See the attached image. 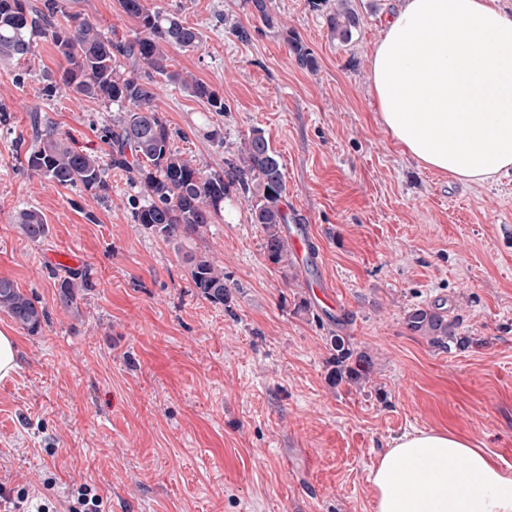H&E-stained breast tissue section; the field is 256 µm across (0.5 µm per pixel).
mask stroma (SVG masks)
Masks as SVG:
<instances>
[{
  "label": "stroma",
  "instance_id": "stroma-1",
  "mask_svg": "<svg viewBox=\"0 0 512 512\" xmlns=\"http://www.w3.org/2000/svg\"><path fill=\"white\" fill-rule=\"evenodd\" d=\"M60 3L108 37L135 28L118 0ZM148 3L201 32L197 49H170L172 68L224 100L219 113L161 83L155 104L173 148L217 171L262 130L288 207L318 245L310 269L338 306L318 304L297 268L268 260L242 196L225 200L223 221L167 242L132 222L137 189L122 171L107 169L104 198L26 173L33 112L103 158V130L119 116L63 88L45 98L44 75L65 62L39 41L0 65V277L50 316L32 334L0 312L18 345L16 371L0 380V512H68L84 483L107 495L105 512H374L372 468L416 431L453 432L512 467V172L462 185L394 142L369 57L397 0H352L361 26L347 43L311 0H269L271 28L246 0ZM285 28L316 71L296 64ZM25 208L42 212V241L16 224ZM190 253L223 266L229 305L198 294ZM81 270L93 286L64 309L55 282ZM431 304L472 337L468 349L441 350L407 329L409 308ZM334 333L372 356L369 382L329 384Z\"/></svg>",
  "mask_w": 512,
  "mask_h": 512
}]
</instances>
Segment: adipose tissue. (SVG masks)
Returning a JSON list of instances; mask_svg holds the SVG:
<instances>
[{
	"label": "adipose tissue",
	"mask_w": 512,
	"mask_h": 512,
	"mask_svg": "<svg viewBox=\"0 0 512 512\" xmlns=\"http://www.w3.org/2000/svg\"><path fill=\"white\" fill-rule=\"evenodd\" d=\"M381 120L404 152L462 183L512 171V16L498 0H404L370 56ZM376 512H512V471L456 434L395 440Z\"/></svg>",
	"instance_id": "ef3b65f1"
}]
</instances>
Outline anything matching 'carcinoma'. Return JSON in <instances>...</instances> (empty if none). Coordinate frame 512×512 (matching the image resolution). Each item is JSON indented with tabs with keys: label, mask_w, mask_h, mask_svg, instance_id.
<instances>
[{
	"label": "carcinoma",
	"mask_w": 512,
	"mask_h": 512,
	"mask_svg": "<svg viewBox=\"0 0 512 512\" xmlns=\"http://www.w3.org/2000/svg\"><path fill=\"white\" fill-rule=\"evenodd\" d=\"M351 0H312L314 7L330 5L326 22L330 35L341 43L351 41L360 28V16ZM122 11L137 25L134 37L113 41L97 23L79 14L65 22L59 0H0V63H11L35 52L37 39H48L66 61L59 78L47 79L43 88L48 98L60 88L78 95L102 100L127 109L125 116L106 131L111 147L110 166L130 174L139 188L131 199V217L165 240L189 238L224 215V200L234 194L253 199L250 220L264 233V253L268 260L286 267L293 265L292 252L284 225L289 223L286 185L281 164L260 129L243 142L237 159L224 161V169L204 171L182 157L171 145L173 132L157 112L154 77L169 82L207 101L216 112L224 111V99L202 81L188 79L169 70L168 49L189 51L201 43V34L187 26L175 13L149 8L146 0H119ZM284 41L297 65L314 71L318 62L313 53L292 31H283ZM36 135L25 153L24 169L61 186L82 185L108 196L109 184L98 156L74 149L68 138L42 118L33 116ZM22 233L32 241L48 234L43 214L34 208L17 215ZM185 261L194 288L215 304L228 305L229 286L224 269L205 256L188 255ZM90 287L84 276L57 280V301L66 310L77 307L78 293ZM0 311L31 333L48 321L47 310L25 294L8 277H0ZM407 329L424 336L440 349L465 350L473 343L461 336L457 324L435 307L410 308L405 317ZM333 385L345 382L362 385L373 372V361L365 351L352 346L350 337H328Z\"/></svg>",
	"instance_id": "1"
}]
</instances>
